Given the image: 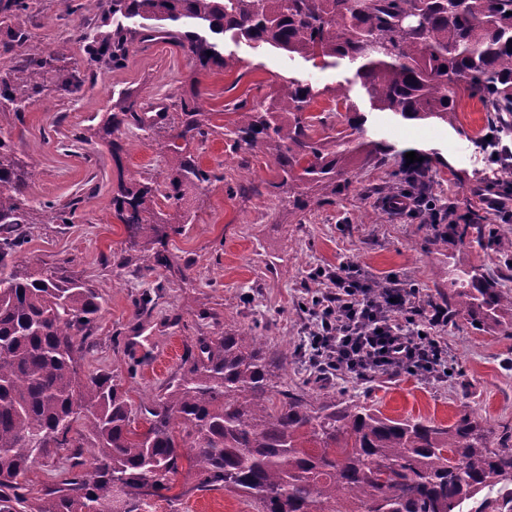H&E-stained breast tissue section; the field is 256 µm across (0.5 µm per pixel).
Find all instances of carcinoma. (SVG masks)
I'll list each match as a JSON object with an SVG mask.
<instances>
[{
  "label": "carcinoma",
  "instance_id": "cac0c4a2",
  "mask_svg": "<svg viewBox=\"0 0 512 512\" xmlns=\"http://www.w3.org/2000/svg\"><path fill=\"white\" fill-rule=\"evenodd\" d=\"M112 34L88 48L91 58L123 64L128 36L173 40L203 68L230 65L216 36L230 32L258 47L336 66L357 65L371 106L406 121L456 128L462 97L476 99L500 127L512 122V0H112ZM138 24L135 30L126 22ZM46 67L31 58L21 75L0 78V109L29 105L28 84ZM320 91L282 79L266 100L241 113L233 147L276 162L280 188L328 203L346 188L350 164L398 154L365 135L367 116L336 90V121L309 109ZM103 124L111 137L118 185L115 217L137 245L163 243L191 223L174 224L158 199L181 208L185 190L218 180L188 146L215 132L205 97L193 89L170 126L168 181L149 184L121 168L124 125L143 130L165 113L137 111L121 94ZM342 129H336V125ZM27 172L0 139V224L29 223ZM461 244L512 252V236L485 239L476 224H450ZM20 235L0 239V512H144L165 497L188 463L195 491L222 488L247 498L255 512H512V434L497 439L468 414L451 425L422 417L392 419L358 401L306 397L281 381L288 353L271 354L247 329L202 338L179 375L144 408L138 431L128 389L115 375L84 380V337L99 317V293L56 268L13 260ZM512 312V294L493 287L480 266H455L448 318L481 323ZM86 421L91 461L73 443ZM67 452L55 484L31 495L37 457Z\"/></svg>",
  "mask_w": 512,
  "mask_h": 512
}]
</instances>
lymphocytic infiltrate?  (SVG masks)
<instances>
[{
	"mask_svg": "<svg viewBox=\"0 0 512 512\" xmlns=\"http://www.w3.org/2000/svg\"><path fill=\"white\" fill-rule=\"evenodd\" d=\"M481 200L500 213L512 205V164L500 163L485 175ZM398 217L426 216L430 229L447 235L448 216L432 198L400 192L388 198ZM315 277L332 291L312 296L308 313L309 361L322 375L353 374L361 380L401 374L445 377L448 347L441 333L448 325V307L428 300L417 303L414 286L395 276L372 288L353 262L319 268Z\"/></svg>",
	"mask_w": 512,
	"mask_h": 512,
	"instance_id": "1",
	"label": "lymphocytic infiltrate"
}]
</instances>
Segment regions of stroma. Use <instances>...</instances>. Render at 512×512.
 <instances>
[{
	"label": "stroma",
	"instance_id": "stroma-1",
	"mask_svg": "<svg viewBox=\"0 0 512 512\" xmlns=\"http://www.w3.org/2000/svg\"><path fill=\"white\" fill-rule=\"evenodd\" d=\"M26 2L27 10L19 12L13 0H0V76L36 54L46 59L52 79L37 86L24 111L0 112V138L33 173L25 192L33 223L15 258L57 267L101 295L102 315L79 362L82 378L118 375L137 408L160 394L201 338L248 327L269 351H287L284 382L311 394L364 401L391 418L421 416L449 425L467 413L495 431L512 429V336L497 323L475 328L462 318L449 322L442 333L454 368L448 378L364 381L344 374L321 381L302 356L309 323L304 304L315 268L351 261L368 278L393 273L417 284L421 298L442 302L448 295V262L462 246L452 237L447 248L436 250L421 219L399 218L387 208L400 158L353 164L346 191L301 211L279 186L274 160L234 149L224 134L236 123L240 104L263 101L282 78L321 89L311 106L316 114L333 108L334 90L341 86L367 116L369 134L400 150L441 155V162H430L428 177L444 206L460 215L479 214L491 228H512V215L485 213L476 194L486 168L480 139L489 124L478 101L462 102L454 129L400 121L372 109L348 63L325 67L229 35L224 52L234 61L223 71L200 69L176 43L137 36L115 68L87 52L89 43L112 30L109 0ZM58 73L70 80V91L60 90ZM194 87L204 93L218 131L189 150L219 179L187 190L182 206L193 222L165 241L174 262L169 270L155 264L151 248L130 245L112 208L119 170L165 182L168 134L123 130L126 150L117 164L99 128L119 94L173 115ZM70 204V223L53 221L54 210ZM146 293L154 295V304L137 310ZM194 483L193 473L180 471L172 488L176 500L154 499L149 512H255L236 494L200 492Z\"/></svg>",
	"mask_w": 512,
	"mask_h": 512
}]
</instances>
